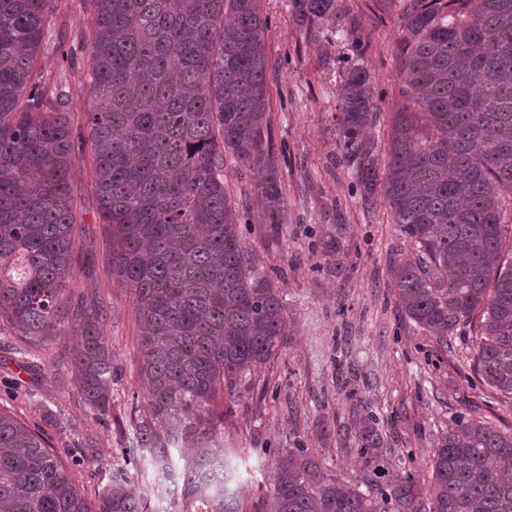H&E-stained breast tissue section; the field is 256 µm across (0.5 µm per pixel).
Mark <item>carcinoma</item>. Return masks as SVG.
<instances>
[{
	"instance_id": "1",
	"label": "carcinoma",
	"mask_w": 512,
	"mask_h": 512,
	"mask_svg": "<svg viewBox=\"0 0 512 512\" xmlns=\"http://www.w3.org/2000/svg\"><path fill=\"white\" fill-rule=\"evenodd\" d=\"M56 0H0V320L29 347L69 312L76 238L72 172L84 141L62 98L32 79ZM88 112L99 212L112 266L137 305L140 374L151 417L131 423L123 464L95 508L41 437L0 412V512H150L126 466L143 456L158 483L206 512H418L419 489L381 460L376 418L354 436L368 478L330 474L304 445L276 460L263 505L238 491L237 451H213L242 377L288 341L277 288L239 233L224 154L263 173L260 223H284L269 108L262 0H92ZM295 23L327 28L364 52L337 0H293ZM401 103L383 176L365 130L377 105L352 62L337 90L342 161L362 199L381 195L416 253L392 270L401 312L443 349L478 320L470 368L512 399V0H403ZM71 365L82 403L112 402L106 311L78 307ZM512 433L460 420L436 446L429 512H512Z\"/></svg>"
}]
</instances>
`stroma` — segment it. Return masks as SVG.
<instances>
[{
    "mask_svg": "<svg viewBox=\"0 0 512 512\" xmlns=\"http://www.w3.org/2000/svg\"><path fill=\"white\" fill-rule=\"evenodd\" d=\"M359 22L367 49L359 63L371 76L379 108L370 134L386 153L391 116L400 98L396 41L400 0H338ZM270 109L265 145L278 164L286 222L259 223L258 177L224 161V187L236 204L240 232L275 280L288 315V343L244 378L225 401L224 445L243 449L238 462L249 501L273 490L275 459L303 441L330 474L360 481L354 420L369 412L384 437L392 469L431 485L435 446L461 419L484 420L512 432V399L469 376L473 330L461 325L447 348L401 313L390 270L413 246L392 224L382 200L364 204L351 169L341 161L337 89L352 56L350 42L295 24L292 0H264ZM90 0H59L46 26L35 80L62 96L74 131L86 133L90 101L82 79ZM77 227L69 305L98 295L112 346V407L95 418L78 399L70 366L77 325L65 319L20 368L17 338L0 327V412L36 432L61 457L78 493L97 504L121 461L127 429L149 416L139 376L136 305L112 273V236L93 192L92 155L74 168ZM137 491L153 512H183L166 497L146 461L129 465Z\"/></svg>",
    "mask_w": 512,
    "mask_h": 512,
    "instance_id": "stroma-1",
    "label": "stroma"
}]
</instances>
